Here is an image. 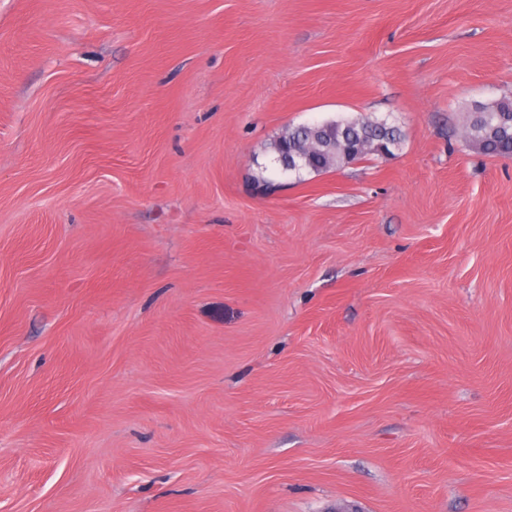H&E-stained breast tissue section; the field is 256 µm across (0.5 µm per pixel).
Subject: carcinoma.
Returning <instances> with one entry per match:
<instances>
[{
  "mask_svg": "<svg viewBox=\"0 0 512 512\" xmlns=\"http://www.w3.org/2000/svg\"><path fill=\"white\" fill-rule=\"evenodd\" d=\"M465 139L480 155L512 156V100L474 106L465 126ZM400 141L401 133L387 121L359 116L325 121L315 129L305 124L290 126L271 142V150L278 163L284 146L304 150L314 144L319 153L310 156L312 165L303 166V171L320 174L368 157L388 155Z\"/></svg>",
  "mask_w": 512,
  "mask_h": 512,
  "instance_id": "1",
  "label": "carcinoma"
}]
</instances>
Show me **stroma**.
<instances>
[{
  "mask_svg": "<svg viewBox=\"0 0 512 512\" xmlns=\"http://www.w3.org/2000/svg\"><path fill=\"white\" fill-rule=\"evenodd\" d=\"M498 98L512 0H0V512H512ZM465 139L478 154L512 156V100L499 99L475 105L465 126ZM365 138H372L373 143H384L385 150L379 152L356 149L354 145ZM400 141L401 133L387 121L359 116L325 121L315 129L305 124L290 126L271 142L270 147L281 172L286 173L301 166V157L290 154L288 166L284 164L288 170L282 168L280 156L286 144L288 148L292 147L295 150H306L310 144L316 145L319 153L310 156L313 166L303 165L297 175L301 178L303 171L309 174H320L368 157L391 154L392 148L398 146Z\"/></svg>",
  "mask_w": 512,
  "mask_h": 512,
  "instance_id": "obj_1",
  "label": "stroma"
}]
</instances>
